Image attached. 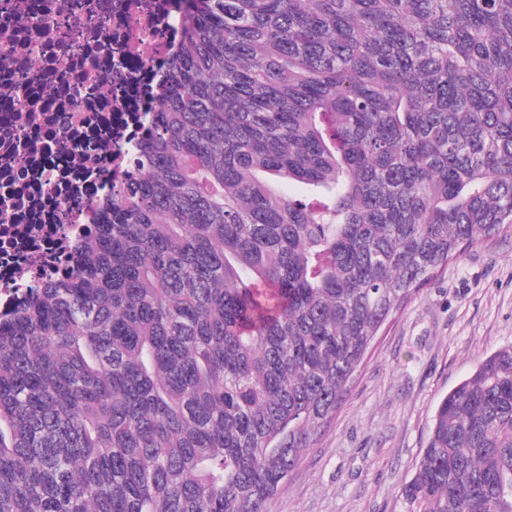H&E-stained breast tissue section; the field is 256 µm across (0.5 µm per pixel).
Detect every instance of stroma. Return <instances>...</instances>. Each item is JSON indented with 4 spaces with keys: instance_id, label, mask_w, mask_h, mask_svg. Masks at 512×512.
Returning a JSON list of instances; mask_svg holds the SVG:
<instances>
[{
    "instance_id": "35a3bbf8",
    "label": "stroma",
    "mask_w": 512,
    "mask_h": 512,
    "mask_svg": "<svg viewBox=\"0 0 512 512\" xmlns=\"http://www.w3.org/2000/svg\"><path fill=\"white\" fill-rule=\"evenodd\" d=\"M512 346V232L473 243L379 332L334 418L269 512H411L439 401Z\"/></svg>"
}]
</instances>
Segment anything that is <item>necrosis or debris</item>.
I'll list each match as a JSON object with an SVG mask.
<instances>
[{
  "instance_id": "necrosis-or-debris-1",
  "label": "necrosis or debris",
  "mask_w": 512,
  "mask_h": 512,
  "mask_svg": "<svg viewBox=\"0 0 512 512\" xmlns=\"http://www.w3.org/2000/svg\"><path fill=\"white\" fill-rule=\"evenodd\" d=\"M182 0H0V310L100 223L178 46Z\"/></svg>"
}]
</instances>
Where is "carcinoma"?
<instances>
[{
    "label": "carcinoma",
    "instance_id": "1",
    "mask_svg": "<svg viewBox=\"0 0 512 512\" xmlns=\"http://www.w3.org/2000/svg\"><path fill=\"white\" fill-rule=\"evenodd\" d=\"M105 222L0 318V512H268L389 317L512 229V0H190ZM411 512H512V347Z\"/></svg>",
    "mask_w": 512,
    "mask_h": 512
}]
</instances>
